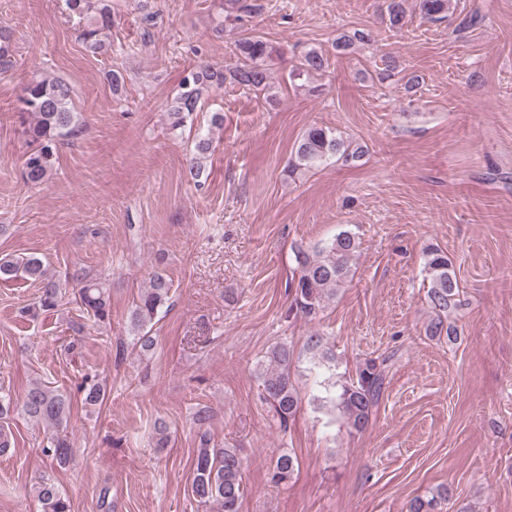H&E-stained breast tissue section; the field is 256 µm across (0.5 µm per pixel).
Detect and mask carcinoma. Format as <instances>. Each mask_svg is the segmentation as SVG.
<instances>
[{
    "label": "carcinoma",
    "instance_id": "carcinoma-1",
    "mask_svg": "<svg viewBox=\"0 0 512 512\" xmlns=\"http://www.w3.org/2000/svg\"><path fill=\"white\" fill-rule=\"evenodd\" d=\"M449 0H419L420 13L428 21L442 22L448 18ZM67 7L88 21L79 35L85 48L93 54L104 51L101 39L104 29L112 25L107 0H67ZM387 13L390 26L403 24L402 0H389ZM275 47L264 37L253 33L244 34L236 43L237 64L229 72L208 64H199L186 72L179 84L178 93L168 104L172 127L181 128L186 119L200 109L202 102L228 79L258 90H264L269 80V60ZM11 57V34L7 26H0V71L7 69ZM328 58L321 52L309 50L299 59L291 72L292 79H301L324 72ZM21 113L26 115L25 133L33 148L26 154L22 165L26 182L38 186L45 182L55 169L58 145L75 138L80 123L71 100L70 87L59 80L34 79L26 87ZM213 140L207 134H199L195 142V156L189 160L191 178L200 176V157L212 151ZM363 156L362 147L348 140L336 130L314 125L309 127L293 146L286 172L293 177L325 161L336 158L347 164ZM359 249L358 238L349 231H341L320 247L308 249L302 245L294 248L297 275L290 283L293 293L291 309L303 317H313L324 303L336 295V290L353 276V260ZM425 271L430 279L429 305L434 317L425 333L431 338L449 335L448 310L458 292V283L448 255L439 248L428 246L424 250ZM23 278L39 286V296L26 313L32 318L42 312L55 309L62 298L63 282L71 284L76 303L89 317L98 323L110 318V294L106 280L98 275L75 272L60 280L49 271L37 256H3L0 258V279ZM171 283L156 273L145 289L133 301L128 321L130 347L139 355L146 356L155 347L154 320L169 301ZM306 351L313 363L331 367L335 353L326 337L312 334L307 337ZM390 358H370L359 367L356 378L336 387L324 386L325 395L315 398L321 408L329 407L342 416L356 432L365 431L374 409L384 392L386 371ZM295 362L294 350L281 342L271 346L259 363L257 376L262 387V397L273 410L279 427L285 429L294 418L299 396L292 379ZM83 404L95 407L106 399V391L100 383L80 387ZM21 412L29 419L48 427L47 443L42 448L51 462L63 466L69 462L74 448L67 428L72 403L64 392L41 382L30 385L24 394ZM210 410L200 406L194 413L200 448L193 462L191 492L206 512H239L244 497L243 462L236 448H215L210 445L208 425ZM153 446L163 452L171 444V431L163 422L157 423L151 434ZM297 457L289 451H281L270 465L271 480L276 484L287 483L297 471ZM41 512H71V503L55 480L41 478L34 486ZM448 499V489L439 488L426 497H415L406 505V512H441V504Z\"/></svg>",
    "mask_w": 512,
    "mask_h": 512
}]
</instances>
